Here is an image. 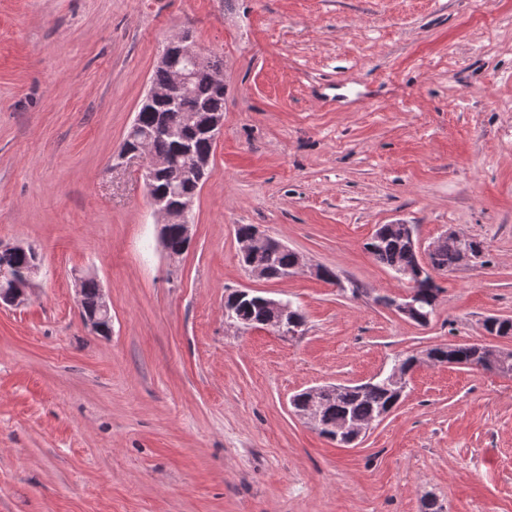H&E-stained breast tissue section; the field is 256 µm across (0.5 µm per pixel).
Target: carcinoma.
Masks as SVG:
<instances>
[{
	"label": "carcinoma",
	"instance_id": "1",
	"mask_svg": "<svg viewBox=\"0 0 512 512\" xmlns=\"http://www.w3.org/2000/svg\"><path fill=\"white\" fill-rule=\"evenodd\" d=\"M224 62L204 58L200 64L188 66L192 73L191 90L176 104L162 99L151 104H141L138 109V126L143 131L159 127L171 130L149 142L153 155L169 161V165L158 170L153 181V192L167 197L172 205L196 196L197 181L184 176L183 169L196 162L213 156L216 142L201 129H190L183 125V113L201 112L209 117L224 116L225 87L216 82L215 75L223 70ZM367 250L375 259L390 268L397 276L407 281L409 291L414 293L417 314L412 321L425 325L434 313L436 300L441 288L428 275H420L422 262L416 249L404 237L401 224H381L366 243ZM38 257V252L0 249V268L25 274ZM429 265L436 272H449L461 263L458 247L446 243L428 256ZM242 262H256L282 280L290 275L296 263L295 253L281 242L269 238L262 247L242 257ZM81 297V317L99 309L100 285L91 277L85 278ZM227 312L243 326L259 327L268 319V312L260 303L259 296L251 294L236 302L224 303ZM484 329L499 337H512V318H497L494 322L484 320ZM438 363L446 362L458 367H480L495 371L497 367L481 348L463 344L453 354L441 346L431 348ZM402 397L383 375L355 385H345L336 391L323 394L318 432L334 441L339 428L345 424L365 425L374 420L379 422L397 408Z\"/></svg>",
	"mask_w": 512,
	"mask_h": 512
}]
</instances>
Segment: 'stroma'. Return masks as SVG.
I'll return each mask as SVG.
<instances>
[{
	"mask_svg": "<svg viewBox=\"0 0 512 512\" xmlns=\"http://www.w3.org/2000/svg\"><path fill=\"white\" fill-rule=\"evenodd\" d=\"M224 61V128L170 259L138 162L113 167L167 39ZM309 273L248 274L235 228ZM411 224L487 265L435 275L420 326L366 244ZM0 242L38 288L0 307V512H512V374L421 365L401 406L340 446L291 397L396 355L489 343L512 317V0H0ZM108 296L83 322L76 276ZM298 308L297 336L239 330L224 298ZM83 292L81 297V317L82 320L88 314L94 313L99 309L98 316H94L86 320V325L93 331L97 332L102 329H107L109 334L112 332V314L108 303L107 295L103 288L97 281L91 277L85 278L83 285ZM102 294V305L100 306ZM100 306V308H99Z\"/></svg>",
	"mask_w": 512,
	"mask_h": 512,
	"instance_id": "stroma-1",
	"label": "stroma"
}]
</instances>
